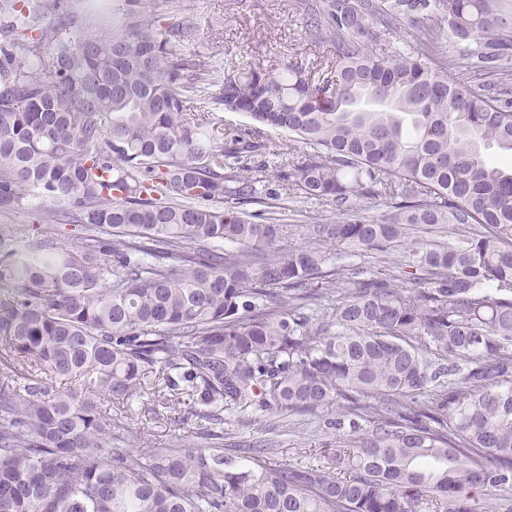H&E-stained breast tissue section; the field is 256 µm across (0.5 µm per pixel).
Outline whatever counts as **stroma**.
Segmentation results:
<instances>
[{
  "mask_svg": "<svg viewBox=\"0 0 512 512\" xmlns=\"http://www.w3.org/2000/svg\"><path fill=\"white\" fill-rule=\"evenodd\" d=\"M168 12L174 16L192 15L196 23L193 52L203 63L232 70L242 66L271 68L289 55L307 51L310 43L302 14L292 7V0H170ZM269 153L255 158L253 173L258 180L259 199L246 205L251 221L290 225L298 234L318 219L339 220L335 205L329 201L308 199L280 190L274 178L286 164L289 136L286 132L265 129ZM132 427L144 431L150 448L166 446L182 433L183 424L176 412L150 410L142 404L133 406ZM223 444L228 448L259 446L272 440L275 461L317 465L323 463V435L314 417L292 416L281 419L277 429L268 420L254 416L224 422Z\"/></svg>",
  "mask_w": 512,
  "mask_h": 512,
  "instance_id": "stroma-1",
  "label": "stroma"
}]
</instances>
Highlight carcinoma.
I'll list each match as a JSON object with an SVG mask.
<instances>
[{
    "label": "carcinoma",
    "instance_id": "cac0c4a2",
    "mask_svg": "<svg viewBox=\"0 0 512 512\" xmlns=\"http://www.w3.org/2000/svg\"><path fill=\"white\" fill-rule=\"evenodd\" d=\"M144 4L101 0L94 34L70 0H0V211L34 216L0 229V512H512V172L484 154L512 153V5L297 0L331 55L229 72ZM405 24L459 55L382 52ZM262 127L293 138L277 181L345 219H247ZM361 251L403 259L347 289ZM150 383L184 424L317 416L348 475L191 427L142 455L105 404Z\"/></svg>",
    "mask_w": 512,
    "mask_h": 512
}]
</instances>
